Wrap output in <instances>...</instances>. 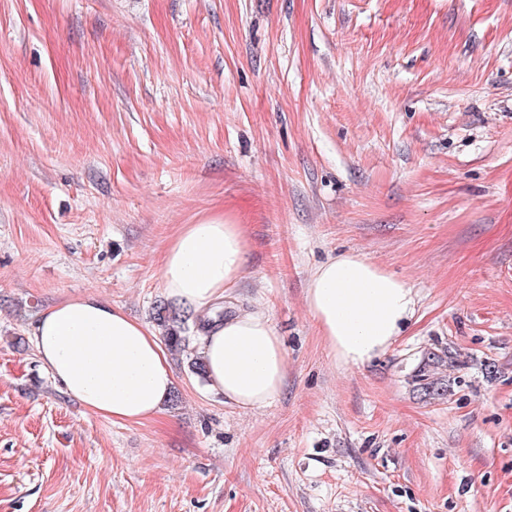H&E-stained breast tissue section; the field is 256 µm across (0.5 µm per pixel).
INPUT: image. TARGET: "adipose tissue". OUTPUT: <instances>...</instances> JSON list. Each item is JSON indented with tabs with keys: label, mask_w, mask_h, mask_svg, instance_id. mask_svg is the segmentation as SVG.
Instances as JSON below:
<instances>
[{
	"label": "adipose tissue",
	"mask_w": 512,
	"mask_h": 512,
	"mask_svg": "<svg viewBox=\"0 0 512 512\" xmlns=\"http://www.w3.org/2000/svg\"><path fill=\"white\" fill-rule=\"evenodd\" d=\"M245 225L206 216L182 225L161 267L167 296L209 324L199 354L209 389L242 410H261L282 393L288 359L267 313L210 312L243 279ZM307 307L337 365L358 367L384 354L415 312L404 281L365 255L348 252L316 266ZM31 336L43 367L84 410L115 422L157 416L174 379L158 337L142 322L88 295L37 313Z\"/></svg>",
	"instance_id": "1"
}]
</instances>
